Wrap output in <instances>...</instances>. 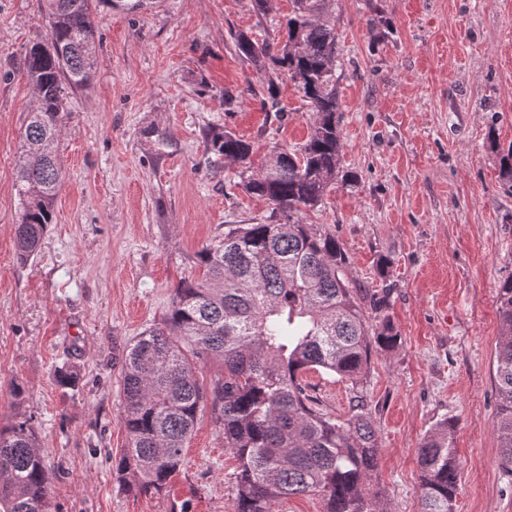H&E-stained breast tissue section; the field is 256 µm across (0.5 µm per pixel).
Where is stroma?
<instances>
[{
	"label": "stroma",
	"mask_w": 512,
	"mask_h": 512,
	"mask_svg": "<svg viewBox=\"0 0 512 512\" xmlns=\"http://www.w3.org/2000/svg\"><path fill=\"white\" fill-rule=\"evenodd\" d=\"M292 8L272 0H112L100 5L91 84L66 88L57 163L65 179L41 249L19 261L14 189L34 90L26 49L48 41L45 0H0V425L40 441L51 512H231L236 465L210 411L162 492L125 490L127 445L115 358L166 315L201 249L271 207L234 185L240 166L207 153L230 129L253 166L305 142L311 114L288 75L241 58L234 36L278 39ZM343 142L337 182L308 223L334 234L358 290L386 296L400 338L362 384L390 512H419L418 449L455 420V512H512L497 464L495 350L500 283L512 277V0H326ZM281 109L264 107L267 82ZM236 97L225 109L224 95ZM76 367L74 383L57 370ZM305 379L323 409L348 412L337 376ZM21 395H14V388Z\"/></svg>",
	"instance_id": "obj_1"
}]
</instances>
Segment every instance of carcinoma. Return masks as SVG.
<instances>
[{"instance_id": "cac0c4a2", "label": "carcinoma", "mask_w": 512, "mask_h": 512, "mask_svg": "<svg viewBox=\"0 0 512 512\" xmlns=\"http://www.w3.org/2000/svg\"><path fill=\"white\" fill-rule=\"evenodd\" d=\"M46 2L50 40L24 54L35 98L15 183L21 261L37 252L63 182L56 163L60 93L93 79L96 14L112 0ZM319 2L293 0L286 35L276 42L234 37L256 70L288 73L313 120L299 148H280L265 165L239 174L245 193L270 204V222L228 225L224 239L199 254L207 278L180 281L162 323L122 352L120 419L128 446L112 469L129 491L165 489L208 407L237 461L232 512H275L297 495L321 498L324 512H388L375 484L379 439L364 398L355 395L349 411L335 416L303 382L306 373L324 371L357 385L372 353L399 343L389 320L374 330L368 325L365 306L380 312L385 296L353 289L349 256L336 236L304 220L336 181L342 151L336 33L320 19ZM203 139L216 156L249 160L250 145L230 130L211 128ZM497 311L498 463L512 476V278L498 288ZM198 362L221 368L207 388L197 379ZM454 432L455 422L443 419L419 448V512H454L461 472ZM0 512H49L39 439L25 421L0 428Z\"/></svg>"}]
</instances>
